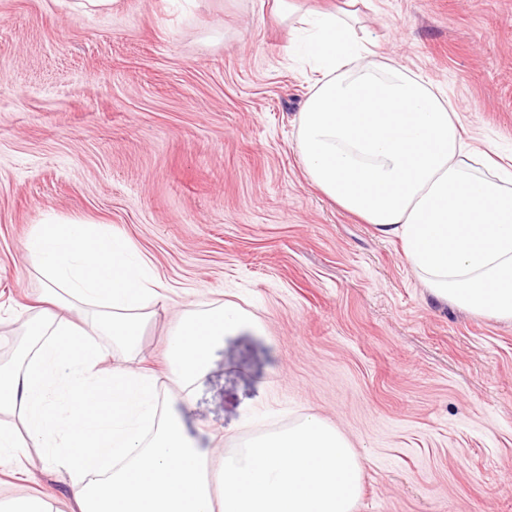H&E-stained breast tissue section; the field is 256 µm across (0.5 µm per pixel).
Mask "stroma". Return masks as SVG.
<instances>
[{
	"mask_svg": "<svg viewBox=\"0 0 512 512\" xmlns=\"http://www.w3.org/2000/svg\"><path fill=\"white\" fill-rule=\"evenodd\" d=\"M385 56L512 155V0H372ZM270 0H0V360L42 295L24 243L44 214L105 224L167 287L142 343L166 369L191 301L263 331L211 344L188 433L212 456L309 414L363 460L355 512H512V321L437 302L388 240L305 177L309 78ZM37 454L0 459V497L62 506Z\"/></svg>",
	"mask_w": 512,
	"mask_h": 512,
	"instance_id": "stroma-1",
	"label": "stroma"
}]
</instances>
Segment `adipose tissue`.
Masks as SVG:
<instances>
[{"instance_id": "ef3b65f1", "label": "adipose tissue", "mask_w": 512, "mask_h": 512, "mask_svg": "<svg viewBox=\"0 0 512 512\" xmlns=\"http://www.w3.org/2000/svg\"><path fill=\"white\" fill-rule=\"evenodd\" d=\"M305 9L274 0L313 74L298 117L304 174L343 210L398 239L438 301L512 320V164L477 149L447 95L384 57L362 24L371 0ZM46 308L0 363V458L36 450L70 479L69 512H353L363 462L334 425L306 416L228 449L217 482L187 434L209 347L257 319L188 304L164 377L136 367L165 286L106 225L46 215L25 243ZM124 363L106 371L102 338ZM166 379L172 395L159 396Z\"/></svg>"}]
</instances>
